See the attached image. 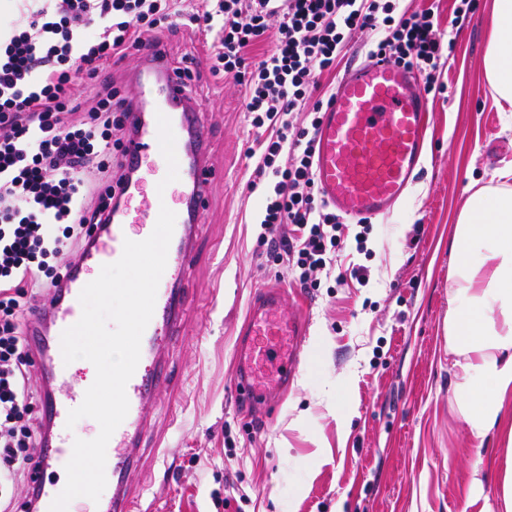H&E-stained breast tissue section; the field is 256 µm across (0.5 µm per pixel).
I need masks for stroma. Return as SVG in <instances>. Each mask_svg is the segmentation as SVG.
Returning a JSON list of instances; mask_svg holds the SVG:
<instances>
[{"label": "stroma", "instance_id": "35a3bbf8", "mask_svg": "<svg viewBox=\"0 0 512 512\" xmlns=\"http://www.w3.org/2000/svg\"><path fill=\"white\" fill-rule=\"evenodd\" d=\"M493 0H475L451 26L455 0H397L427 8L438 34L454 39L430 98L422 169L385 217L374 219L367 253L344 233L337 266L361 265L365 282L321 277L303 288L257 236L264 187H251L254 131L232 78L192 83L206 110L212 183L190 275L182 337L170 352L175 388L148 411L141 467L132 477L145 512H500L492 475L503 446L467 437L449 408V244L470 185H489L512 162V129L482 74ZM172 61L209 65L213 36L163 32ZM285 286L289 311L309 336L294 379L277 402L254 412L233 397L236 350L261 287ZM481 460L484 495L470 492ZM222 506H215V499Z\"/></svg>", "mask_w": 512, "mask_h": 512}]
</instances>
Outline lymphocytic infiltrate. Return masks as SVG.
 <instances>
[{
    "instance_id": "f902f5d3",
    "label": "lymphocytic infiltrate",
    "mask_w": 512,
    "mask_h": 512,
    "mask_svg": "<svg viewBox=\"0 0 512 512\" xmlns=\"http://www.w3.org/2000/svg\"><path fill=\"white\" fill-rule=\"evenodd\" d=\"M434 18L430 8L397 12L394 0H205L192 13L177 0H28L0 36V495L30 477L41 440L25 323L66 274L47 259L82 248L122 179L112 151L123 145L114 114L125 102L100 71L179 22L219 31L210 72L244 85V109L266 133L254 169L255 181L270 182L257 241L313 288L347 224L315 181L319 115L294 116L359 35L370 38L368 57H390L417 70L425 92L444 93ZM267 39L271 48L253 60ZM82 80L93 84L87 109ZM90 169L98 181L87 180Z\"/></svg>"
}]
</instances>
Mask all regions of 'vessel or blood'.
Masks as SVG:
<instances>
[{"label":"vessel or blood","instance_id":"vessel-or-blood-1","mask_svg":"<svg viewBox=\"0 0 512 512\" xmlns=\"http://www.w3.org/2000/svg\"><path fill=\"white\" fill-rule=\"evenodd\" d=\"M131 79L138 99L128 107L120 159L125 179L113 189L112 210L72 261L44 315L28 323L31 349L41 369L42 438L22 512H50L62 490L56 475L70 459L78 436L66 427L68 413L82 403L91 382L82 377L80 362L64 363L61 335L81 316L79 295L103 265L120 258L125 240L142 241L151 235L164 206L176 215L166 267L142 335L137 368L126 386L128 414L106 448L111 493L100 497L96 512H138L125 487L127 476L141 463L138 448L148 428L146 409L157 390L172 385L166 354L185 325V281L196 257L197 223L208 200L207 119L163 45L148 47ZM161 114L169 118L176 137L179 178L169 184L158 141ZM428 125V99L416 72L389 59L352 68L320 115L315 174L322 200L350 219L386 216L420 170ZM285 295L283 287H265L250 304L234 378L246 402L258 404L283 392L300 362L307 324L303 315L284 313ZM268 339L276 361L271 373L260 368Z\"/></svg>","mask_w":512,"mask_h":512}]
</instances>
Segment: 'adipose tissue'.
I'll list each match as a JSON object with an SVG mask.
<instances>
[{"mask_svg": "<svg viewBox=\"0 0 512 512\" xmlns=\"http://www.w3.org/2000/svg\"><path fill=\"white\" fill-rule=\"evenodd\" d=\"M489 27L483 74L512 123V0H494ZM494 179L465 198L450 241L449 401L470 440L505 432L495 490L502 512H512V419L504 415L512 398V163Z\"/></svg>", "mask_w": 512, "mask_h": 512, "instance_id": "ef3b65f1", "label": "adipose tissue"}]
</instances>
